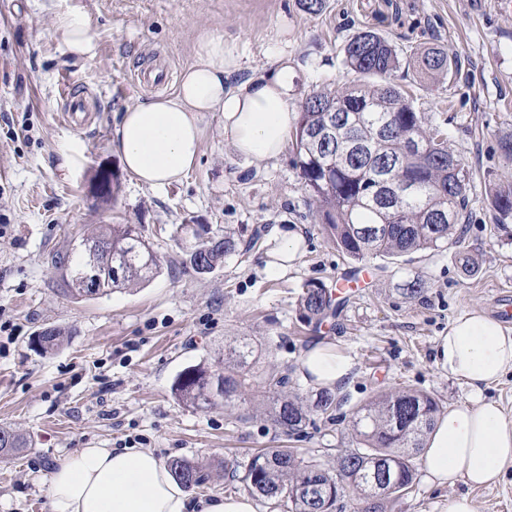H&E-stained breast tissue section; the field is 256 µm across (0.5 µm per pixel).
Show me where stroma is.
Returning <instances> with one entry per match:
<instances>
[{"mask_svg": "<svg viewBox=\"0 0 512 512\" xmlns=\"http://www.w3.org/2000/svg\"><path fill=\"white\" fill-rule=\"evenodd\" d=\"M83 13L94 37L93 56L71 54L55 17ZM387 37L401 56L437 44L459 58L456 79L424 78L400 69L419 111L446 128L450 147L468 166L466 221L458 243L425 250L383 268L371 258L352 266L328 244L292 163L291 151L248 162L224 146L218 113L204 118L198 166L178 185L150 188L122 167L112 128L126 106L152 93L135 88L137 74L162 68L165 87L191 63L202 32L235 41L242 53L237 80L287 57L301 94L349 79L344 49L357 31ZM85 101L91 119L69 123L67 96ZM512 138V11L500 0H325L320 12L299 0H0V426L22 433L26 451L0 456V512H49L48 474L79 448H153L173 460L208 467L209 490L243 493L224 466L245 467L264 448H294L334 463L355 447L347 419L312 416L300 436L287 437L236 411L206 412L180 404L172 382L185 366L217 361L224 341L250 336L264 364L299 366L303 352L329 342L354 364L345 391L351 402L375 390L407 386L444 407L470 404L469 388L436 363L449 323L469 310L495 314L494 296L512 292V226H499L489 180L512 179L500 143ZM114 171L116 199L100 198L98 169ZM97 224H137L161 261L140 288L74 299L60 293L51 257L71 250ZM181 224L247 241L274 224H294L303 254L288 273L268 275L264 250L232 255L200 274L176 232ZM476 259L468 275L463 261ZM421 279L412 302L404 284ZM343 284L348 302L338 326L312 331L296 301L304 283ZM58 327L56 352L36 351L44 328ZM465 495L474 512H512V466L490 488L464 482L443 487L418 477L395 512H446Z\"/></svg>", "mask_w": 512, "mask_h": 512, "instance_id": "stroma-1", "label": "stroma"}]
</instances>
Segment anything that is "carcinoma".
<instances>
[{"instance_id": "carcinoma-1", "label": "carcinoma", "mask_w": 512, "mask_h": 512, "mask_svg": "<svg viewBox=\"0 0 512 512\" xmlns=\"http://www.w3.org/2000/svg\"><path fill=\"white\" fill-rule=\"evenodd\" d=\"M400 53L388 39L362 30L344 50V66L355 75L348 85L311 92L298 111L290 133L293 164L316 205V218L327 238L352 263L380 257L395 264L422 250H440L458 239V225L465 217L466 187L471 172L455 158L448 135L428 125L395 83ZM408 65L424 76L451 79L458 75L457 58L434 44L410 58ZM336 131L324 143L312 140L333 118ZM418 139L425 152L404 167L396 163L403 151L402 133ZM491 206L498 221L512 220V182H489ZM176 233L190 234L189 261L199 273H207L238 251L229 235L200 236L188 224ZM100 271L94 288H79L87 254ZM61 271L62 291L72 298H92L121 287L150 281L159 271L157 256L134 224H101L91 235L64 255L51 258ZM347 302L320 281H308L297 300L300 320L319 326L339 317ZM65 332L57 327L41 331L34 340L42 354L58 349ZM294 367L286 364L258 368V345L250 336L224 341V359L185 367L172 384V393L184 406L196 411L224 406L243 408L287 436L303 431L309 416L320 413L335 419L348 403L346 395L320 390L307 396L288 391ZM258 381L268 393L266 403L253 406L246 391ZM441 412L427 392L410 388L381 389L351 409V427L359 447L338 453L329 468L296 455L288 448H266L255 455L243 477L224 468L229 481L241 480L244 488L275 502L291 505V512H337L346 493L363 504L361 512H391L416 481V459L426 435ZM28 447L24 436L0 427V455ZM172 473L188 488L209 484L207 467L175 459ZM386 472L383 491L374 489L373 474ZM320 486L312 498L307 485Z\"/></svg>"}]
</instances>
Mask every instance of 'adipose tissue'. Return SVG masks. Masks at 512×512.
<instances>
[{
	"mask_svg": "<svg viewBox=\"0 0 512 512\" xmlns=\"http://www.w3.org/2000/svg\"><path fill=\"white\" fill-rule=\"evenodd\" d=\"M241 65L236 42L201 33L195 59L180 72L174 91L126 107L115 123L112 142L125 171L151 188L181 182L199 161L208 112L220 113L233 153L252 161L279 157L297 120L295 71L282 60L231 83ZM268 241L270 274L285 273L302 254L298 227L272 225ZM437 363L470 388L472 403L437 418L420 455L427 479L438 486L497 483L512 465V418L484 392L512 373V332L483 312H464L440 337ZM300 366L317 388L343 386L353 371L330 344L309 347ZM47 497L51 512H255L246 494L192 499L149 448L77 449L51 472Z\"/></svg>",
	"mask_w": 512,
	"mask_h": 512,
	"instance_id": "adipose-tissue-1",
	"label": "adipose tissue"
}]
</instances>
